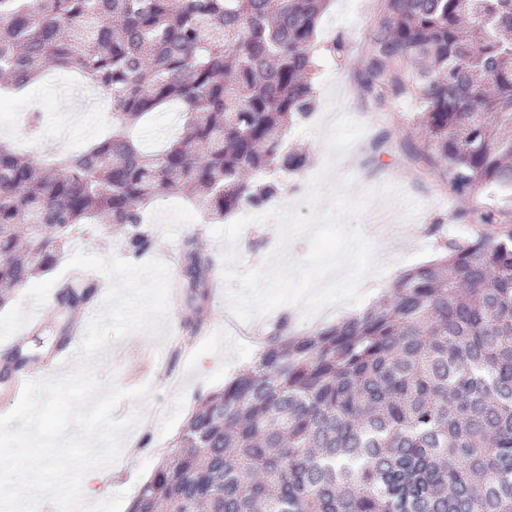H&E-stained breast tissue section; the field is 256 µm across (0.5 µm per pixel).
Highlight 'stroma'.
Instances as JSON below:
<instances>
[{
	"mask_svg": "<svg viewBox=\"0 0 512 512\" xmlns=\"http://www.w3.org/2000/svg\"><path fill=\"white\" fill-rule=\"evenodd\" d=\"M341 0H331L318 29V42L328 45L342 40L345 46L341 62L321 56L314 78L313 111L309 120L287 136L289 147L307 157L298 172L281 177L280 199L287 205L298 206L301 214H309L302 200L308 192L310 178L320 169L326 146L323 134L329 125L331 111L337 110L361 123L365 132L336 162L331 181L344 184L349 195L365 190H378L391 184L400 198H378L374 206L391 215L392 231L388 236H372L375 258L382 271L368 276L363 291L384 295L393 288L400 274L407 269L434 260L438 254L437 236L432 230L435 219L444 222L443 232L461 238L469 237L473 228L453 222V214L467 208V201L458 199L448 187L437 185L433 174L421 173L405 159L411 147H423L415 119L418 103L402 99L383 110L372 107L361 98L358 90L359 73L363 67V48L377 17V0H362L360 13L351 22L337 21ZM69 71L53 70L43 79L20 93L22 102L38 106L44 115L43 127L37 136H30L25 124L5 126L7 143L19 146L32 158H43L51 148L63 151L79 149L92 140L102 138L112 122L110 108L91 102L80 122H72L69 101L57 91L62 83L72 79ZM385 138L383 151H373L378 138ZM421 206L413 218L405 215V200ZM145 227L151 245L145 253L134 255L121 245L122 232L97 225L93 232L74 237L65 249L66 256L40 277L38 284L17 290L13 301L0 309V353L22 334L21 327L30 307H38L44 347L58 339L59 322L54 311L55 295L60 285L70 281L72 274L65 269V259L75 251L108 256L117 255L129 262L143 263L153 258L168 260L181 255L188 236H197L205 257L221 261L224 246L213 235L212 225L202 223L198 211L184 198L169 194L158 198L144 213ZM278 238V222L268 219L244 228L236 250L237 269L248 272L263 266ZM370 299L350 307L334 306L303 320L296 305H284L274 311L243 322L231 315L224 298L209 301L195 346L181 350L173 338L181 333L183 323L191 319L192 310L181 306L178 313L169 314L164 335L134 334L110 343L97 362V376L102 384L123 388L150 386L152 397L142 405L126 401L118 406L114 416L121 419L135 409L148 414L146 423L138 424L127 436L117 462L110 465L112 474L105 497L99 499L96 512H128L130 503L143 483L163 457L172 451L174 438L195 409L200 397L223 387L251 359L258 348V330L270 328L279 319H287L291 332L302 334L324 329L359 313L370 306Z\"/></svg>",
	"mask_w": 512,
	"mask_h": 512,
	"instance_id": "35a3bbf8",
	"label": "stroma"
}]
</instances>
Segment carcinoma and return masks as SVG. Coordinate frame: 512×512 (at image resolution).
<instances>
[{"label": "carcinoma", "mask_w": 512, "mask_h": 512, "mask_svg": "<svg viewBox=\"0 0 512 512\" xmlns=\"http://www.w3.org/2000/svg\"><path fill=\"white\" fill-rule=\"evenodd\" d=\"M331 0H0L8 94L45 64L74 70L112 111L110 133L31 160L0 142V308L86 224L149 246L143 213L181 191L208 224L279 184L249 173L301 170L285 146L313 97L317 28ZM361 93L420 106L413 166L476 201L430 265L405 271L372 307L304 335L277 322L253 359L202 399L129 512H512V0H380ZM182 106L163 149L134 128ZM181 296L196 314L212 261L185 242ZM95 285L56 296L68 336ZM37 360L26 342L7 369Z\"/></svg>", "instance_id": "cac0c4a2"}]
</instances>
